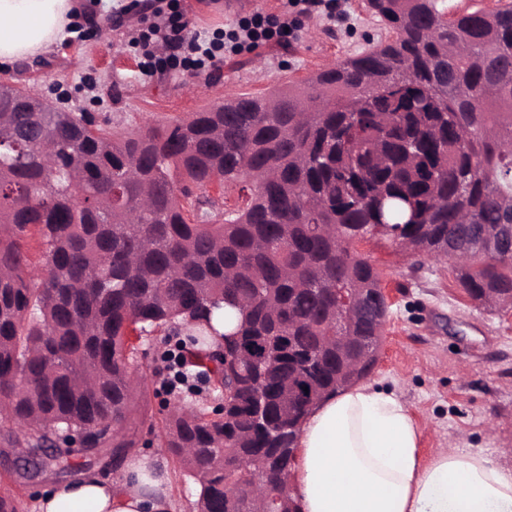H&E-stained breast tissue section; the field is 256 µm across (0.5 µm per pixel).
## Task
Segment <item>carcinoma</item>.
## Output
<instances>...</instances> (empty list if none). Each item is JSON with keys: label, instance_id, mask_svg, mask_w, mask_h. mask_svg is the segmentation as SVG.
I'll list each match as a JSON object with an SVG mask.
<instances>
[{"label": "carcinoma", "instance_id": "1", "mask_svg": "<svg viewBox=\"0 0 512 512\" xmlns=\"http://www.w3.org/2000/svg\"><path fill=\"white\" fill-rule=\"evenodd\" d=\"M444 0H365L391 39L273 97L244 93L124 134L0 92V418L41 451L85 432L130 448L154 427L131 374L158 329L224 308L227 417L179 404L162 426L198 512L231 502L241 467L277 486L323 399L371 374L388 305L356 245L377 233L452 260L468 296L512 305V256L484 244L512 225V2L448 17ZM52 144L47 159L32 138ZM238 201L212 212L213 183ZM45 245L40 272L24 239ZM360 298L355 318L336 289ZM308 391H303V387ZM313 395L304 399L305 393Z\"/></svg>", "mask_w": 512, "mask_h": 512}]
</instances>
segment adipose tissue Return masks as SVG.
Segmentation results:
<instances>
[{"instance_id": "obj_1", "label": "adipose tissue", "mask_w": 512, "mask_h": 512, "mask_svg": "<svg viewBox=\"0 0 512 512\" xmlns=\"http://www.w3.org/2000/svg\"><path fill=\"white\" fill-rule=\"evenodd\" d=\"M74 0H0V63L50 51L74 20ZM401 397L371 383L323 400L305 420L290 476L302 512H512V467L461 448L430 459ZM171 480L158 459L126 458L112 482L54 485L35 512H170Z\"/></svg>"}]
</instances>
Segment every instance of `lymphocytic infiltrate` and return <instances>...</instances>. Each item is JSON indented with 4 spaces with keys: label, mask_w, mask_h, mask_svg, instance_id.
Listing matches in <instances>:
<instances>
[{
    "label": "lymphocytic infiltrate",
    "mask_w": 512,
    "mask_h": 512,
    "mask_svg": "<svg viewBox=\"0 0 512 512\" xmlns=\"http://www.w3.org/2000/svg\"><path fill=\"white\" fill-rule=\"evenodd\" d=\"M154 22L133 40L148 73L164 71L167 62L196 71L217 67L225 55L241 51L244 45L272 38L287 40L290 31L296 30L301 18L323 16L328 20L344 17L339 0H288V11L280 27L270 28L263 17L239 22L237 28L224 31L206 39L187 35L184 15L174 0L167 6H155Z\"/></svg>",
    "instance_id": "1"
}]
</instances>
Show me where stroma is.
I'll list each match as a JSON object with an SVG mask.
<instances>
[{
    "mask_svg": "<svg viewBox=\"0 0 512 512\" xmlns=\"http://www.w3.org/2000/svg\"><path fill=\"white\" fill-rule=\"evenodd\" d=\"M79 17L70 36L39 62L20 60L0 67V78L25 84L70 112H87L97 125L135 131L177 120L215 100L241 93L267 95L302 84L313 73L346 55L369 50L391 35L372 18L364 0H343L346 29L322 19L304 20L291 43L273 41L225 58L207 73L175 69L144 76L130 41L153 22L151 0L103 12L99 0H76ZM226 0H179L191 33L212 35L254 14L282 15L286 0H243L226 9ZM358 251L382 278L389 305L379 361L371 380L395 389L419 424L420 452L463 446L512 465V308L487 307L467 295L452 262L414 257L379 235L366 236ZM164 331L142 345L139 370L155 420L177 404L163 387L166 375ZM135 451L160 454L171 476L174 512H197L195 492L182 480L159 432L140 427ZM15 450L0 432V492L13 493L20 512H34L38 496L51 484L81 476L115 480L121 468L111 457H88L72 448L70 467L32 479L16 468Z\"/></svg>",
    "mask_w": 512,
    "mask_h": 512,
    "instance_id": "stroma-1",
    "label": "stroma"
}]
</instances>
